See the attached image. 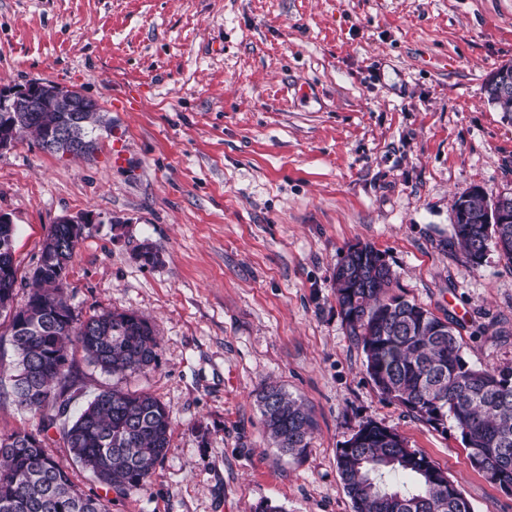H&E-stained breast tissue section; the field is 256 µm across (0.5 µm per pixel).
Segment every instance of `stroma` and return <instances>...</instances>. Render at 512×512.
Instances as JSON below:
<instances>
[{
	"label": "stroma",
	"mask_w": 512,
	"mask_h": 512,
	"mask_svg": "<svg viewBox=\"0 0 512 512\" xmlns=\"http://www.w3.org/2000/svg\"><path fill=\"white\" fill-rule=\"evenodd\" d=\"M512 64V0H0V86L58 83L112 129L74 158L19 137L0 152L18 295L52 224L89 214L68 270L75 313L132 310L158 365L118 378L74 351L82 409L112 386L160 400L170 451L112 512H352L338 448L360 424L398 432L475 512L512 495L455 427L385 400L336 304L348 245L381 251L392 289L452 319L466 359L512 365V265L469 262L452 200L512 193V116L488 75ZM162 252L139 263L142 242ZM0 316V433L37 430L14 401ZM312 412L301 459L272 444L258 394Z\"/></svg>",
	"instance_id": "obj_1"
}]
</instances>
